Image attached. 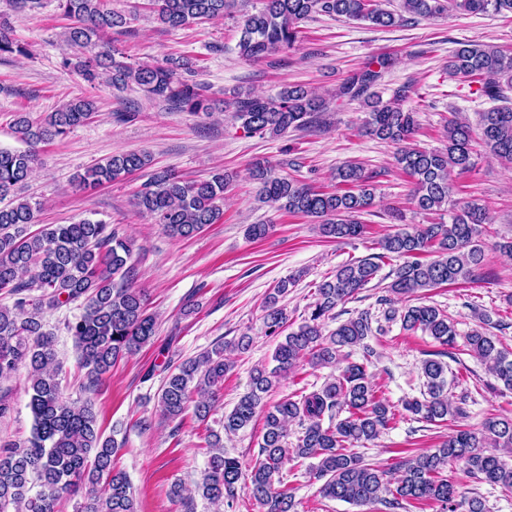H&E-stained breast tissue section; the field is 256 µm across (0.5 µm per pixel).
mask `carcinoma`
<instances>
[{"instance_id": "1", "label": "carcinoma", "mask_w": 512, "mask_h": 512, "mask_svg": "<svg viewBox=\"0 0 512 512\" xmlns=\"http://www.w3.org/2000/svg\"><path fill=\"white\" fill-rule=\"evenodd\" d=\"M41 0H7L9 11L0 13V57L26 55L15 37L13 18L25 16ZM57 9L71 24L68 45L98 51L62 66L73 67L83 79H99L118 90L131 85L145 95L185 112L210 114L215 101L203 88L184 80L190 61L169 58L163 63L132 67L115 57L101 36L123 29L130 15L112 8V0H56ZM239 0H145L144 8L169 29H182L211 20L241 18L239 55L259 62L276 51L291 49L300 39V23L316 14L366 21L377 27L401 25L408 19L438 18L455 9L470 13H512V0H400L388 10L374 0H262V6L240 13ZM395 64L390 54L372 59L337 89L336 98L359 100L368 109L364 133L398 146L396 164L412 179V200L421 211L448 210L452 187L449 174L473 167L474 131L466 119L448 120L446 144L441 149L411 145L417 131L415 113L404 109L406 90L388 100L371 91L382 73ZM448 76L479 78L482 95L502 101L479 113L480 138L493 156L512 165V54L488 44H463L448 57ZM232 119L249 134L281 135L320 118L329 110L326 97L302 85H289L276 95L263 97L239 92L224 102ZM95 114L94 102L74 98L56 111L34 120L16 113L15 132L29 145L24 151L0 149V294L13 300L0 305V380L27 369L28 407L33 418L31 436L24 442L0 443V512H56L64 494L82 498L80 512H137L134 490L114 456L118 443L105 435L91 401H70L58 381L54 334L45 329L43 314L78 302L81 312L65 323L86 371V386L96 387L112 367L153 341L157 317L149 312L144 292L136 287L137 265L132 248L118 228L103 221L82 219L73 224H45L33 229L39 203L21 193L39 161L37 146L67 135ZM153 165L146 152H119L76 176L79 185L95 189L142 173ZM258 184L257 200L278 211L316 219L326 238L352 239L364 233L360 214L375 200L373 175L360 165L345 163L336 169V190L323 192L279 175L269 164L252 172ZM230 175L217 172L202 181L187 182L166 170H155L136 194L134 206L150 214L174 238H191L224 215V192ZM488 212L475 204L459 207L449 224H422L412 230L387 234L379 240L382 252L336 267L316 286V301L308 318L284 336L272 355L273 366L252 370L250 389L224 414L227 436L247 428L257 417L264 420L259 458L248 469L224 453L218 432L205 428L207 470L195 491L205 500L222 505L246 492L260 512H294V495L283 483L282 466L288 461L309 464L310 476L321 482L319 494L354 506L380 502L402 508L430 501L440 512H457L453 483L442 476L459 466L473 478L512 491V417H488L478 431L461 429L437 448L395 464L397 478L365 462L353 446L377 439L389 429L395 413L367 374L364 362L375 355L366 340L383 335L373 316H357L324 333V322L334 310L376 278L386 259L399 261L392 268L387 292L379 299L386 306V323L400 322L405 331H421L442 346L456 347L455 323L439 308L419 302L422 290L476 281L485 265L482 228ZM295 285L289 277L279 281L265 297L263 323L270 337L281 335L288 324L281 301ZM503 329L487 315L464 334L466 351L484 364L495 381L512 391V348L490 332ZM253 337L246 333L215 344L195 357L170 362L159 393L162 417L177 420L188 410L204 423L218 402L230 364L225 351L247 352ZM362 350L363 361L350 360ZM327 367L343 364L317 390L289 395L273 404L268 394L279 380L303 364ZM425 390L403 401V409L430 423L455 420L466 414L463 396L448 397V364L439 359L422 363ZM301 426L295 446L288 447V426ZM170 500L186 509L193 498L181 481L170 484Z\"/></svg>"}]
</instances>
